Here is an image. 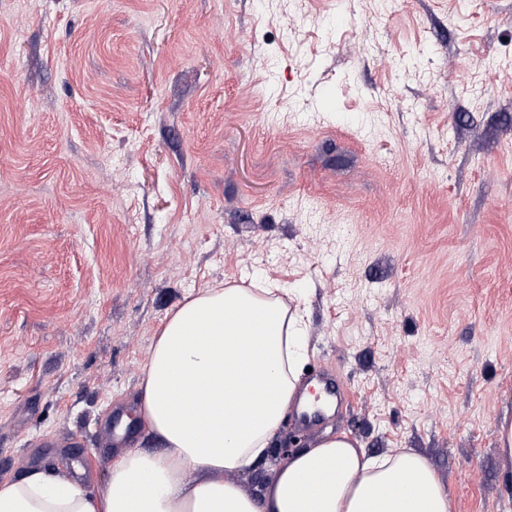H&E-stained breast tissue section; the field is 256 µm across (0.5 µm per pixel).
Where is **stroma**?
<instances>
[{"instance_id": "obj_1", "label": "stroma", "mask_w": 512, "mask_h": 512, "mask_svg": "<svg viewBox=\"0 0 512 512\" xmlns=\"http://www.w3.org/2000/svg\"><path fill=\"white\" fill-rule=\"evenodd\" d=\"M278 283L344 434L512 512V0H0V479L89 488L189 296Z\"/></svg>"}]
</instances>
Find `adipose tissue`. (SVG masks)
I'll return each mask as SVG.
<instances>
[{
	"instance_id": "1",
	"label": "adipose tissue",
	"mask_w": 512,
	"mask_h": 512,
	"mask_svg": "<svg viewBox=\"0 0 512 512\" xmlns=\"http://www.w3.org/2000/svg\"><path fill=\"white\" fill-rule=\"evenodd\" d=\"M307 357L287 294L231 286L188 298L141 383V417L161 451H126L94 493L42 469L0 481V512H452L425 457L372 455L344 434L290 456L260 494L232 481L267 457Z\"/></svg>"
}]
</instances>
